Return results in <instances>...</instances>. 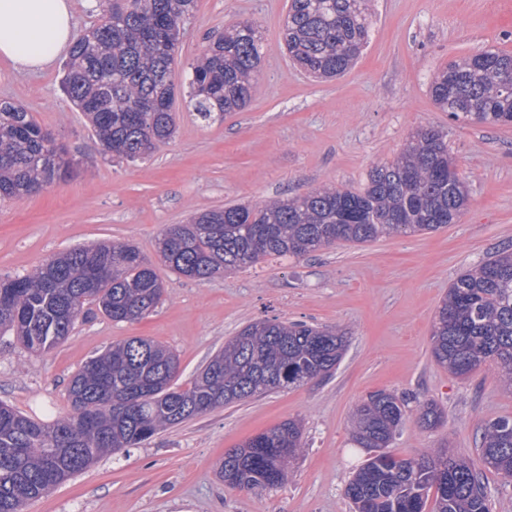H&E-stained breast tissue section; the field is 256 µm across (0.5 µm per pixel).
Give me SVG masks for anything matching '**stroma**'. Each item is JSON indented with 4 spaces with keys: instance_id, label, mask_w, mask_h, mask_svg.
<instances>
[{
    "instance_id": "obj_1",
    "label": "stroma",
    "mask_w": 512,
    "mask_h": 512,
    "mask_svg": "<svg viewBox=\"0 0 512 512\" xmlns=\"http://www.w3.org/2000/svg\"><path fill=\"white\" fill-rule=\"evenodd\" d=\"M371 8L369 41L354 66L321 81L294 66L281 41L288 0H197L180 35L177 75L241 21L263 35L260 74L245 109L215 123L198 121L180 91L174 137L144 161L103 153L60 87L64 59L37 74L0 61V101L23 105L76 167L65 182L0 203V278L73 248L122 242L137 247L164 284L158 306L133 323L85 305L70 336L45 353L0 335V401L53 422L70 411L71 376L133 336L178 354L183 387L257 320L302 321L347 338L330 376L215 409L103 456L24 512H353L344 488L365 455L350 443V416L376 390L413 406L431 400L445 412L444 424L430 431L407 417L391 453L417 458L445 448L465 456L483 474L492 512H512V479L485 468L476 447L488 420L512 416V390L488 366L454 378L435 362L430 344L453 280L512 249V126L452 120L429 94L435 72L449 62L512 52V0H372ZM426 127L446 134L468 192L457 223L267 259L206 283L178 275L159 257L162 230L201 212L323 184L361 189L375 162L392 158ZM289 418L300 420L305 448L285 483L254 492L225 485L218 476L225 451Z\"/></svg>"
}]
</instances>
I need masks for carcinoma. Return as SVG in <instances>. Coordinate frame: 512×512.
Here are the masks:
<instances>
[{"instance_id":"carcinoma-1","label":"carcinoma","mask_w":512,"mask_h":512,"mask_svg":"<svg viewBox=\"0 0 512 512\" xmlns=\"http://www.w3.org/2000/svg\"><path fill=\"white\" fill-rule=\"evenodd\" d=\"M371 0H289L282 39L309 76L345 74L368 43ZM196 0H112L100 23L72 47L61 84L83 112L103 152L137 161L176 130V50ZM262 58L258 27L239 22L190 67L189 107L209 122L244 109ZM436 106L455 120L512 124V53L484 51L448 63L430 84ZM62 146L27 110L0 103V199L30 195L70 175L54 158ZM468 193L435 128L418 130L393 159L375 163L359 191L322 185L288 200L234 204L166 226L164 263L206 282L260 260L304 257L338 242L435 232L457 222ZM163 283L129 244H97L54 255L32 272L0 279V335L12 332L35 353L63 342L84 306L115 322L139 320L157 306ZM346 341L332 329L266 319L241 328L190 386L175 383L179 358L148 338L131 337L89 359L70 379L72 412L48 426L0 402V512H24L95 463L102 453L139 445L159 431L254 396L301 386L331 373ZM436 362L461 380L481 365L512 389V251L461 273L448 288L431 334ZM406 418V400L374 391L357 406L352 442L365 460L345 495L355 512H490L482 476L447 450L416 459L389 451ZM417 422L444 423L433 401ZM478 447L487 467L512 478V418L488 421ZM304 448L293 420L227 451L219 477L232 488L282 485Z\"/></svg>"}]
</instances>
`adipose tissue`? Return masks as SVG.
I'll return each instance as SVG.
<instances>
[{"mask_svg":"<svg viewBox=\"0 0 512 512\" xmlns=\"http://www.w3.org/2000/svg\"><path fill=\"white\" fill-rule=\"evenodd\" d=\"M76 35L70 0H0V58L19 71L45 70Z\"/></svg>","mask_w":512,"mask_h":512,"instance_id":"adipose-tissue-1","label":"adipose tissue"}]
</instances>
